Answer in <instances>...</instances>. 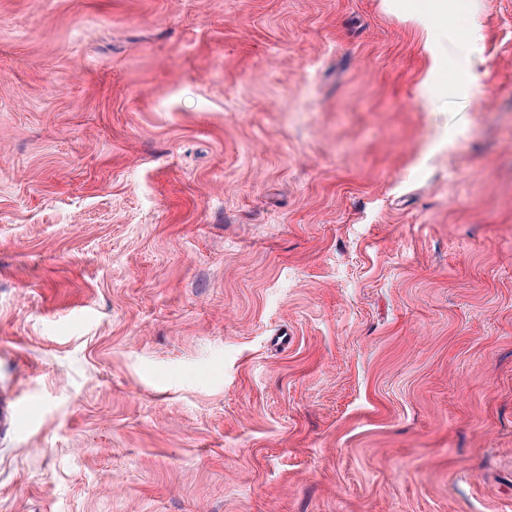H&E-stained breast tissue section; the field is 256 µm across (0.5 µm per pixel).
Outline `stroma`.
<instances>
[{
	"label": "stroma",
	"mask_w": 512,
	"mask_h": 512,
	"mask_svg": "<svg viewBox=\"0 0 512 512\" xmlns=\"http://www.w3.org/2000/svg\"><path fill=\"white\" fill-rule=\"evenodd\" d=\"M394 2L0 0V512H512V0Z\"/></svg>",
	"instance_id": "obj_1"
}]
</instances>
